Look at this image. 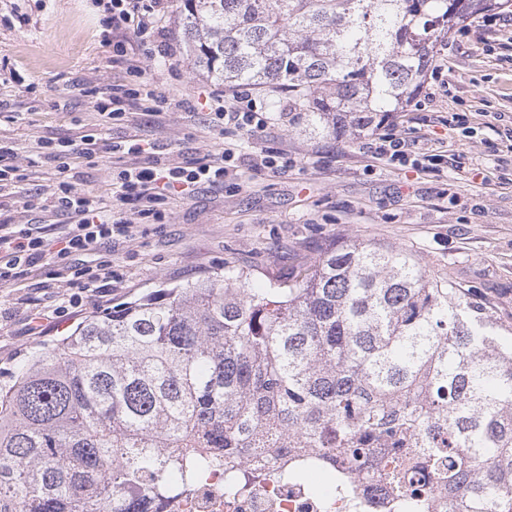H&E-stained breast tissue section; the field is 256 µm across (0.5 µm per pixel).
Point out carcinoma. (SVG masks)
Instances as JSON below:
<instances>
[{
	"mask_svg": "<svg viewBox=\"0 0 512 512\" xmlns=\"http://www.w3.org/2000/svg\"><path fill=\"white\" fill-rule=\"evenodd\" d=\"M512 0H176L192 70L338 142L408 106L436 45ZM409 252L359 240L257 286L153 291L30 353L0 385V512H165L224 461L336 475L403 512H512V344Z\"/></svg>",
	"mask_w": 512,
	"mask_h": 512,
	"instance_id": "1",
	"label": "carcinoma"
}]
</instances>
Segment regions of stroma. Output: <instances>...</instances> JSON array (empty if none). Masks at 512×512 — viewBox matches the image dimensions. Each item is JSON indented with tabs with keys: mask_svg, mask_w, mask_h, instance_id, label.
Masks as SVG:
<instances>
[{
	"mask_svg": "<svg viewBox=\"0 0 512 512\" xmlns=\"http://www.w3.org/2000/svg\"><path fill=\"white\" fill-rule=\"evenodd\" d=\"M174 10V0H164L158 39L169 56L139 49L125 63L104 35L94 0H0V145L24 174L0 198V224L67 223L65 215L24 207L28 196L49 197L61 181L111 201L119 171L113 145H152V155H126L129 163L156 157L191 166L232 140L246 152L273 151L291 163L281 170L241 166L222 186L201 183L173 199L164 218L137 225L133 237H114L106 246L112 304L227 266L262 282L283 278L330 241L360 239L407 249L428 274L486 304L512 340V141L504 134L512 127V7L497 12L493 25L471 22L438 44L422 88L383 125L410 147L442 155L425 171L374 159L367 134L348 143L311 137L284 112L271 113L251 135L216 126L217 98L229 102L233 95L192 71ZM144 83L156 89L158 102L133 97L121 119L101 114L114 86ZM454 112L467 116L472 136L448 126ZM85 134L99 140L96 162L76 160L60 170L38 155L41 140ZM81 293L51 265L0 288L1 383L24 355L95 313L90 302L63 309L64 300ZM35 309L42 318L32 334Z\"/></svg>",
	"mask_w": 512,
	"mask_h": 512,
	"instance_id": "35a3bbf8",
	"label": "stroma"
}]
</instances>
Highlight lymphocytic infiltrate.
Wrapping results in <instances>:
<instances>
[{
  "label": "lymphocytic infiltrate",
  "mask_w": 512,
  "mask_h": 512,
  "mask_svg": "<svg viewBox=\"0 0 512 512\" xmlns=\"http://www.w3.org/2000/svg\"><path fill=\"white\" fill-rule=\"evenodd\" d=\"M105 16L106 35L116 36L118 56L127 47L118 39L128 31L141 42L154 38L161 0H96ZM217 120L228 122L236 130L253 133L266 124V116L257 107L250 88H239L231 106H219ZM235 143H226L217 159L192 167L152 163L148 166L124 167L118 173L119 187L115 206H107L99 197L77 191L67 183L59 184L43 201L46 210L66 214L69 224H0V286L15 285L28 271L43 262L67 270L72 280L83 285L97 299H104L112 281V263L100 256L102 245L113 236H131L134 226L150 218L161 217V208L178 196L189 194L200 183L223 185L235 176ZM76 254L93 255L92 264L70 265Z\"/></svg>",
  "instance_id": "lymphocytic-infiltrate-1"
}]
</instances>
